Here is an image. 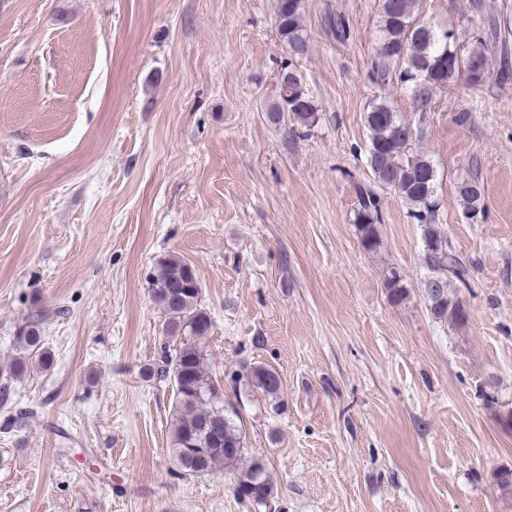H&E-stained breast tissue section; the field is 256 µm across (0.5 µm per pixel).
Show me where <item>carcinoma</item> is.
I'll use <instances>...</instances> for the list:
<instances>
[{
    "label": "carcinoma",
    "mask_w": 512,
    "mask_h": 512,
    "mask_svg": "<svg viewBox=\"0 0 512 512\" xmlns=\"http://www.w3.org/2000/svg\"><path fill=\"white\" fill-rule=\"evenodd\" d=\"M381 42L372 70L382 80L395 76L410 92L416 111H428L434 93L466 77V86L480 91L489 76L488 56L505 50L494 15L480 18V31L440 27L425 19L420 0H380ZM276 27L288 47L290 61L281 67L276 100L268 105L266 117L273 125L289 127L292 134L307 136L319 121L317 108L304 88L294 61L309 50L302 21V0H277ZM474 63L484 68L483 76L472 72ZM369 132L368 166L373 181L358 183V205L353 223L367 252L379 246L383 222L379 191L390 190L411 206L410 216L424 226L427 265L442 278V288L428 298L433 315L460 323L464 311L449 305L448 276L443 265L452 263L441 233L434 224L438 207L437 172L432 162L414 150V127L386 102L374 103L365 113ZM466 216L484 214V194L474 179L457 185ZM149 288L152 300L167 315L164 327L174 353L164 356L160 373L172 375L177 406L170 430V451L186 475L207 474L222 467L234 473L237 496L256 508L276 509L277 486L261 458L246 459V433L237 406L224 401L221 387L207 369V354L197 340L208 335L211 317L201 307V287L195 268L179 257L158 263ZM57 311L37 307L16 327L15 344L25 356L14 361L10 374L25 373L28 362L46 366L50 357L43 348V332ZM247 386L272 400L279 398L282 380L272 367H250Z\"/></svg>",
    "instance_id": "carcinoma-1"
}]
</instances>
